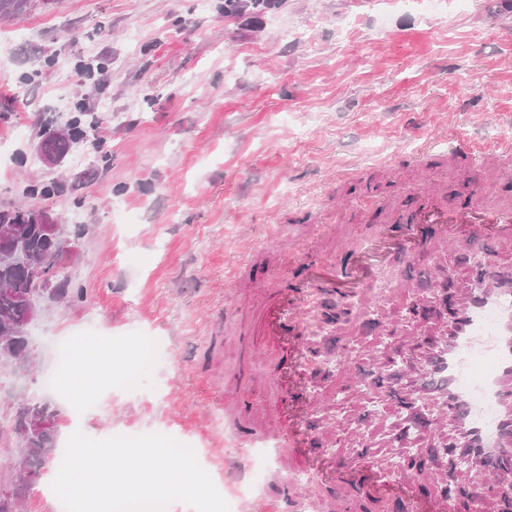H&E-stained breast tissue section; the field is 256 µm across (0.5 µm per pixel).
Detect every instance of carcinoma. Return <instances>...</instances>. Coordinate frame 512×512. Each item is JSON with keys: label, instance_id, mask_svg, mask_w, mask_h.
<instances>
[{"label": "carcinoma", "instance_id": "cac0c4a2", "mask_svg": "<svg viewBox=\"0 0 512 512\" xmlns=\"http://www.w3.org/2000/svg\"><path fill=\"white\" fill-rule=\"evenodd\" d=\"M272 0H224V15L240 16L270 5ZM29 0H0V19L21 15ZM87 138V131L70 122L64 128L48 129L43 134L42 149L49 155L65 156L78 142ZM23 246L29 256L47 259L56 247V240L47 224L31 223V214L24 206L0 209V363L13 366L34 362L27 335L28 324L38 314L36 299L41 292L35 288L28 268L14 261L15 245ZM55 409L50 400L27 399L15 412L13 430L19 441L12 454L28 474L39 475L44 458L55 452ZM16 474L0 479V512H11L6 493H21Z\"/></svg>", "mask_w": 512, "mask_h": 512}]
</instances>
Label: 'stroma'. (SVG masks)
Listing matches in <instances>:
<instances>
[{"instance_id": "stroma-1", "label": "stroma", "mask_w": 512, "mask_h": 512, "mask_svg": "<svg viewBox=\"0 0 512 512\" xmlns=\"http://www.w3.org/2000/svg\"><path fill=\"white\" fill-rule=\"evenodd\" d=\"M222 3L31 0L0 20V88L24 91L0 97V207L86 230L63 270L82 297L31 325L30 373L0 365V425L59 373L56 343L84 335L71 363L95 383L86 436L196 442L230 512H274L285 480L313 512L322 491L309 477H278L253 454L279 450L258 283L299 279L304 249L343 261L346 239L408 216L427 179L451 209L488 190L512 199L500 161L457 149L512 136V0H282L256 19L225 17ZM80 111L96 118L92 147L45 164L41 131ZM50 181L58 196L27 195ZM495 252L478 238L440 256L427 245L337 298L348 320L313 339L341 362L310 377L314 451L388 461L403 437L395 410L371 415L361 398L392 385L373 354L405 315L431 320L410 303L429 294L437 261L461 273ZM138 335L155 350L131 396L103 362L130 364Z\"/></svg>"}]
</instances>
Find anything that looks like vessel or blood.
Masks as SVG:
<instances>
[{"label":"vessel or blood","mask_w":512,"mask_h":512,"mask_svg":"<svg viewBox=\"0 0 512 512\" xmlns=\"http://www.w3.org/2000/svg\"><path fill=\"white\" fill-rule=\"evenodd\" d=\"M458 149L481 160L511 157L512 139H502L493 149L463 139ZM427 225L448 242L480 237L512 250V204L485 193L451 210L428 193L405 230L393 223L379 225L369 231L368 243L348 242L345 267L309 261L304 282L278 283L267 295L263 334L278 353L267 377L282 393L276 432L289 465L304 467L317 483L335 487L334 497L319 500L320 512L370 510L384 500L403 512H470L512 476V269L494 260L478 275L455 283L438 309L436 333L409 336L397 326L391 331L401 358L395 373L400 406L413 412L430 409L433 425L447 427L448 454L465 458L474 472L467 498L424 491V477L436 467L432 460L417 466L404 461L398 473L371 460L343 470L309 451L306 422L314 401L308 395L306 338L313 330L315 297L361 292L380 259L393 253L414 258L424 241L419 229Z\"/></svg>","instance_id":"obj_1"}]
</instances>
